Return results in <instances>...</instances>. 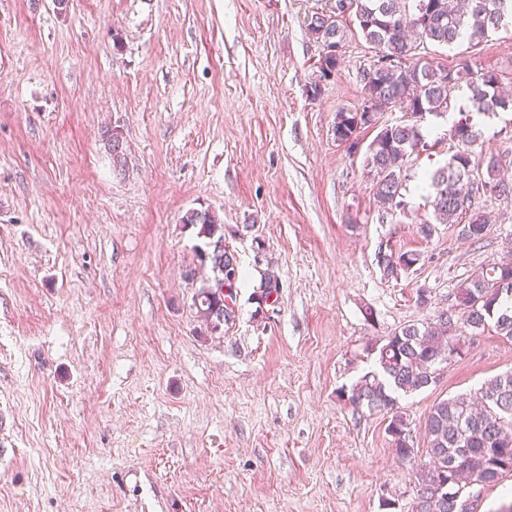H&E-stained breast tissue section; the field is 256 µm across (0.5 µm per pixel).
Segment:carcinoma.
Returning <instances> with one entry per match:
<instances>
[{
  "label": "carcinoma",
  "mask_w": 512,
  "mask_h": 512,
  "mask_svg": "<svg viewBox=\"0 0 512 512\" xmlns=\"http://www.w3.org/2000/svg\"><path fill=\"white\" fill-rule=\"evenodd\" d=\"M351 8L365 41L375 49L376 60L363 71L364 100L385 112L398 107L408 112V123L380 124L366 152V167L374 172L373 195L388 210H403L402 189L411 155L429 150L422 130L426 115L447 112L452 93L464 91L468 107L449 129L458 149L444 165L427 176L433 189L432 207L438 224H462L461 236L472 242L488 232V218L475 206L479 185L496 189L494 196L512 198V187L499 177L500 162L490 157L487 177L470 180L480 167L473 147L482 132L472 113L512 112V97L499 90L500 78L490 71L474 74L462 58L453 68L434 63L424 54L430 46L448 47L460 39L470 47L482 45L512 17V0H336L328 11L313 14L309 34L322 43L321 78L331 77L341 64L345 35L344 9ZM369 128L365 114L336 113V140L353 149L359 133ZM184 223L199 227L198 236L211 247L198 253L201 265H210L213 282L198 289L194 305L213 331L229 321L230 312L221 285L238 279L235 258L222 248L224 225L209 210H192ZM419 261L418 254L390 252L378 258L384 277L398 278ZM512 281V256L489 264L463 282L455 302L422 322L394 331L378 353L377 370L363 375L342 397L357 408L387 415V432L396 454L415 457L409 423L398 410L396 394L420 391L437 382V365L443 362L442 345L463 354L467 334L488 327L512 341V295L500 293L497 284ZM483 407L473 408L471 398L459 395L435 403L424 422L429 461L417 464L416 496L410 512H463L457 495L476 481L495 486L512 475V372L487 380L481 387Z\"/></svg>",
  "instance_id": "obj_1"
}]
</instances>
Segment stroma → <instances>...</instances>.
I'll return each instance as SVG.
<instances>
[{"mask_svg": "<svg viewBox=\"0 0 512 512\" xmlns=\"http://www.w3.org/2000/svg\"><path fill=\"white\" fill-rule=\"evenodd\" d=\"M334 2L0 0V512H407L413 462L339 393L394 330L512 253V202L483 203L482 241L419 234L434 219L420 177L456 150L452 110L423 124L406 210L379 207L363 148L333 130L362 108L373 51L345 18L324 79L307 30ZM430 55L512 89L511 31ZM474 120L512 183V112ZM193 209L219 216L239 264L215 333L193 304L212 276ZM383 246L420 259L384 278ZM510 370L512 342L470 334L398 401L417 453L434 403Z\"/></svg>", "mask_w": 512, "mask_h": 512, "instance_id": "35a3bbf8", "label": "stroma"}]
</instances>
